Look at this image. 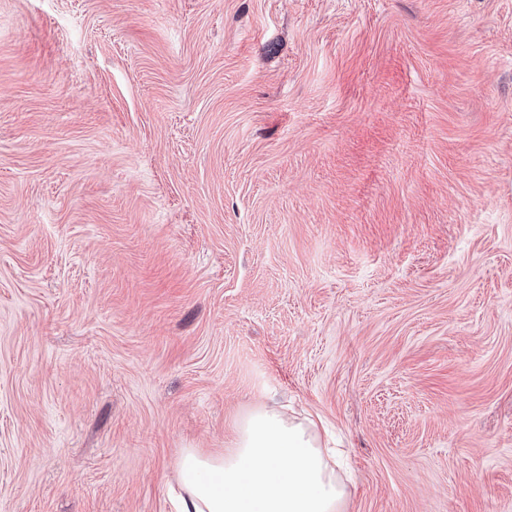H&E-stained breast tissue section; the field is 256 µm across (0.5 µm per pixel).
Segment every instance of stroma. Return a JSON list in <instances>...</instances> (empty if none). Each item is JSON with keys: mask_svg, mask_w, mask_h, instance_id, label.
I'll return each mask as SVG.
<instances>
[{"mask_svg": "<svg viewBox=\"0 0 512 512\" xmlns=\"http://www.w3.org/2000/svg\"><path fill=\"white\" fill-rule=\"evenodd\" d=\"M273 404L342 512H512V0H0V512Z\"/></svg>", "mask_w": 512, "mask_h": 512, "instance_id": "35a3bbf8", "label": "stroma"}]
</instances>
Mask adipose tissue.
I'll return each instance as SVG.
<instances>
[{
	"mask_svg": "<svg viewBox=\"0 0 512 512\" xmlns=\"http://www.w3.org/2000/svg\"><path fill=\"white\" fill-rule=\"evenodd\" d=\"M335 464L316 420L262 406L240 422L227 451L183 449L175 512H340Z\"/></svg>",
	"mask_w": 512,
	"mask_h": 512,
	"instance_id": "obj_1",
	"label": "adipose tissue"
}]
</instances>
